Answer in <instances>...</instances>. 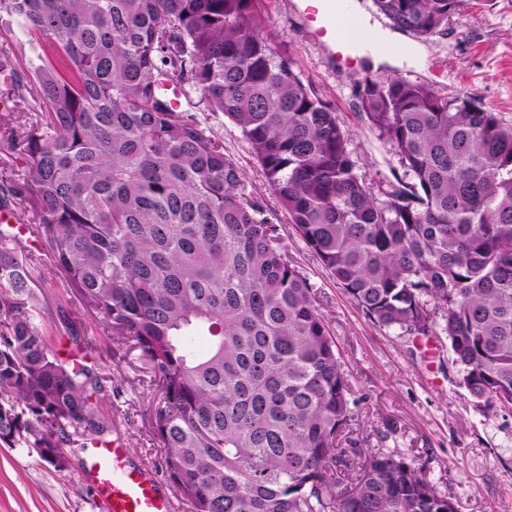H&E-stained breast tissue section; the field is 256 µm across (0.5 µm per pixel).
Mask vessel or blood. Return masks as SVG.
Wrapping results in <instances>:
<instances>
[{"label": "vessel or blood", "instance_id": "vessel-or-blood-1", "mask_svg": "<svg viewBox=\"0 0 512 512\" xmlns=\"http://www.w3.org/2000/svg\"><path fill=\"white\" fill-rule=\"evenodd\" d=\"M324 44L339 59H356L360 35L356 30L353 0H304ZM87 476L97 485L110 512H178L165 493L140 466L129 463L120 445L95 448Z\"/></svg>", "mask_w": 512, "mask_h": 512}]
</instances>
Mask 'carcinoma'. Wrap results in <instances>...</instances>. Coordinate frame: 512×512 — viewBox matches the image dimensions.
I'll use <instances>...</instances> for the list:
<instances>
[{
  "instance_id": "cac0c4a2",
  "label": "carcinoma",
  "mask_w": 512,
  "mask_h": 512,
  "mask_svg": "<svg viewBox=\"0 0 512 512\" xmlns=\"http://www.w3.org/2000/svg\"><path fill=\"white\" fill-rule=\"evenodd\" d=\"M465 0H373L446 32ZM38 64L0 86L59 287L134 342L151 425L191 512H457L405 454L350 435L354 387L314 285L288 260L199 105L235 124L289 224L373 324L443 336L478 405L512 414V122L403 77L357 83L393 180L371 183L336 109L262 35L261 0H0ZM175 84L199 103L174 107ZM25 248L0 225V444H110L105 378L47 336ZM357 468L347 485L340 468Z\"/></svg>"
}]
</instances>
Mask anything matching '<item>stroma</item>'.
<instances>
[{"label":"stroma","mask_w":512,"mask_h":512,"mask_svg":"<svg viewBox=\"0 0 512 512\" xmlns=\"http://www.w3.org/2000/svg\"><path fill=\"white\" fill-rule=\"evenodd\" d=\"M264 12L274 50L291 58L303 78L335 105L368 179H385L391 172L383 145L360 117L354 85L365 77L424 81L512 121V0H468L446 34L424 42L401 35L391 49L393 62L376 65L361 56L349 67L319 46L302 7L292 0H264ZM34 118L29 99L0 95V192L24 183L27 166L8 144L13 131ZM205 126L243 168L278 225L289 259L316 288L354 385L355 435L368 449H394L415 460L428 480L451 494L457 512H512V414L476 407L460 384L447 340L416 343L399 330L370 322L291 229L239 129L221 117L207 119ZM31 266L46 331L67 354L70 332L79 330L88 342L89 363L112 387L100 410L112 422L113 439L130 462L166 482L163 450L150 424L156 398L138 350L113 340L111 326L77 298L59 302L62 275L47 244L33 252ZM67 456L68 470L58 472L36 449L0 445V512H108L86 477L87 449H68Z\"/></svg>","instance_id":"35a3bbf8"}]
</instances>
